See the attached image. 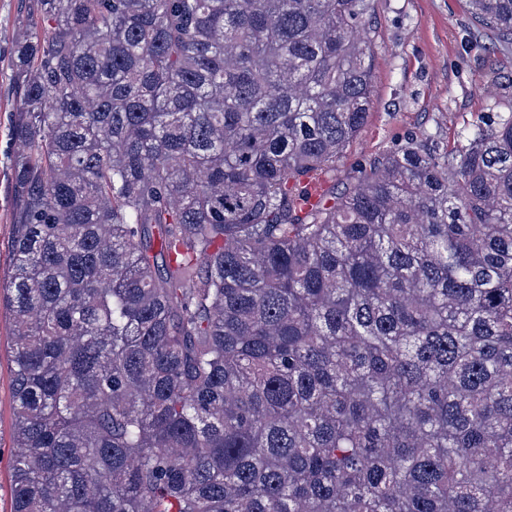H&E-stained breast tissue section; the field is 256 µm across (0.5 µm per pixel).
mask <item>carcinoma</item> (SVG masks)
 <instances>
[{
  "label": "carcinoma",
  "mask_w": 512,
  "mask_h": 512,
  "mask_svg": "<svg viewBox=\"0 0 512 512\" xmlns=\"http://www.w3.org/2000/svg\"><path fill=\"white\" fill-rule=\"evenodd\" d=\"M373 11L29 0L11 512H512V113L307 206L369 121Z\"/></svg>",
  "instance_id": "cac0c4a2"
}]
</instances>
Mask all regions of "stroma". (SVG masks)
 <instances>
[{
  "instance_id": "35a3bbf8",
  "label": "stroma",
  "mask_w": 512,
  "mask_h": 512,
  "mask_svg": "<svg viewBox=\"0 0 512 512\" xmlns=\"http://www.w3.org/2000/svg\"><path fill=\"white\" fill-rule=\"evenodd\" d=\"M19 0H0V277L12 233L7 182L14 152L15 102L6 67ZM371 117L336 167L337 184L411 134L449 145L464 127L512 113V44L500 42L470 13L469 0H375ZM9 316L0 308V512H11L9 466L17 452L7 374Z\"/></svg>"
}]
</instances>
